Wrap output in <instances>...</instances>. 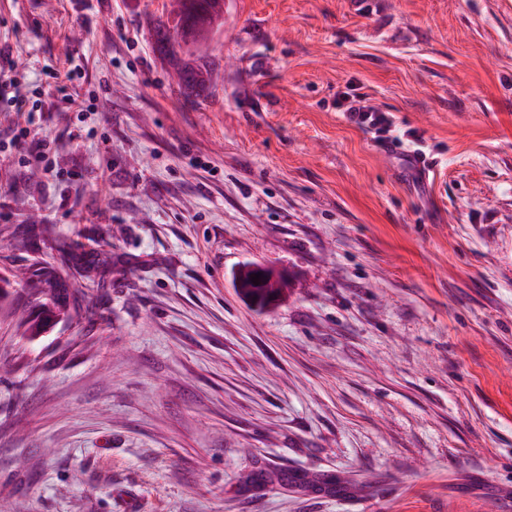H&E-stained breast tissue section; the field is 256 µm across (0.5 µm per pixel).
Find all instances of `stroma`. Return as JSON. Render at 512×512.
Here are the masks:
<instances>
[{
	"instance_id": "obj_1",
	"label": "stroma",
	"mask_w": 512,
	"mask_h": 512,
	"mask_svg": "<svg viewBox=\"0 0 512 512\" xmlns=\"http://www.w3.org/2000/svg\"><path fill=\"white\" fill-rule=\"evenodd\" d=\"M171 9L0 0L58 164L17 190L0 152V271L53 269L74 315L0 317V500L512 512V0H230L174 60ZM62 86L97 111L53 109ZM248 263L288 296L244 302ZM362 97L355 96L344 98L342 106H345L344 112H347L348 117L370 129H377L378 132H389L393 125L391 117L384 112H378L374 108L365 104Z\"/></svg>"
}]
</instances>
